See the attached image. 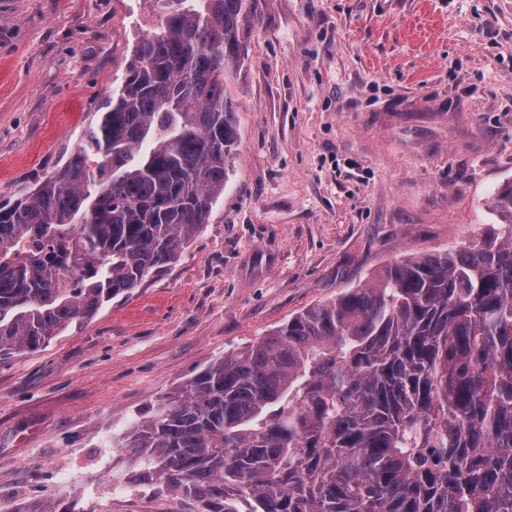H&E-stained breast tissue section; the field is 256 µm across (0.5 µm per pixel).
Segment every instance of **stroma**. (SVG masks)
<instances>
[{
  "instance_id": "stroma-1",
  "label": "stroma",
  "mask_w": 512,
  "mask_h": 512,
  "mask_svg": "<svg viewBox=\"0 0 512 512\" xmlns=\"http://www.w3.org/2000/svg\"><path fill=\"white\" fill-rule=\"evenodd\" d=\"M224 197L175 263L0 359V512H198L125 443L224 352L476 240L512 182V0H252ZM159 20L151 0H0V203L56 172Z\"/></svg>"
}]
</instances>
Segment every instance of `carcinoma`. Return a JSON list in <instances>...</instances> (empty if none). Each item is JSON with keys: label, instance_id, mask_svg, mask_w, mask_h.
Instances as JSON below:
<instances>
[{"label": "carcinoma", "instance_id": "obj_1", "mask_svg": "<svg viewBox=\"0 0 512 512\" xmlns=\"http://www.w3.org/2000/svg\"><path fill=\"white\" fill-rule=\"evenodd\" d=\"M159 26L63 166L0 205V356L47 345L180 255L224 196L247 0H152ZM475 244L230 351L126 443L201 512H512V184Z\"/></svg>", "mask_w": 512, "mask_h": 512}]
</instances>
